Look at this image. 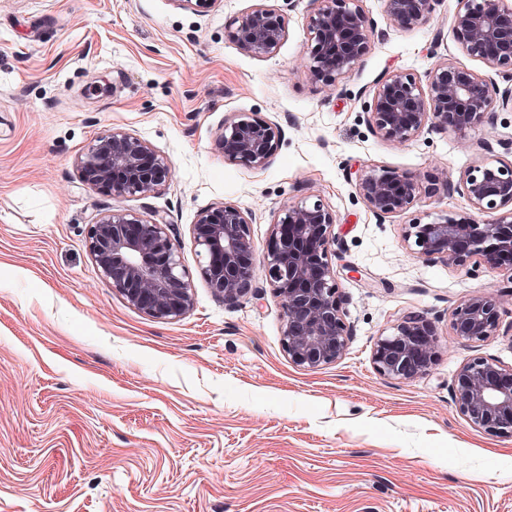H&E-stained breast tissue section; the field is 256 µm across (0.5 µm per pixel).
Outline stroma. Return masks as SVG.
Wrapping results in <instances>:
<instances>
[{"instance_id":"1","label":"stroma","mask_w":512,"mask_h":512,"mask_svg":"<svg viewBox=\"0 0 512 512\" xmlns=\"http://www.w3.org/2000/svg\"><path fill=\"white\" fill-rule=\"evenodd\" d=\"M255 3L0 0V512H512V436L474 427L452 390L473 359L512 367V273L427 260L403 241L406 224L468 212L455 184L512 159V110L406 143L364 123L361 92L392 71L421 80L446 55L487 73L453 39L455 0L407 30L385 0H363L372 46L337 86L308 70L309 0H275L288 25L275 56L239 49L237 20ZM240 112L283 130L266 169L214 145ZM114 128L170 159L165 186L111 197L82 182L76 157ZM368 166L418 177L414 206L374 216L355 188ZM310 196L336 216L352 329L316 370L284 352L264 276L231 305L196 281L193 310L157 322L99 279L85 248L100 213L160 214L193 271L200 211L248 212L261 255L283 206ZM477 293L497 302L500 332L464 342L451 311ZM411 312L430 323L436 358L413 379L382 377L373 347Z\"/></svg>"}]
</instances>
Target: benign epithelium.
I'll return each mask as SVG.
<instances>
[{"label": "benign epithelium", "instance_id": "1", "mask_svg": "<svg viewBox=\"0 0 512 512\" xmlns=\"http://www.w3.org/2000/svg\"><path fill=\"white\" fill-rule=\"evenodd\" d=\"M307 30L309 72L313 79L339 83L351 76L371 49L373 25L362 0H310ZM440 0H386V14L397 29L425 23ZM451 30L468 55L503 74L511 86L445 58L421 82L396 71L375 84L364 101V121L378 137L408 142L425 132L446 129L462 134L490 114L493 103L512 105V0H456ZM288 36L284 17L264 3L238 19L233 38L256 57L274 56ZM281 128L259 113H244L224 122L215 146L229 161L265 168L276 155ZM82 181L107 195H146L165 185L171 163L148 142L114 128L96 137L76 159ZM456 189L471 214H441L430 223L408 224L404 242L419 257L441 258L450 266L468 261L512 272L501 256L512 255V161L487 162L465 170ZM356 190L380 220L409 210L419 194L418 181L395 171L370 168L359 175ZM498 213L479 224L472 214ZM251 218L226 203L202 211L192 226L200 257L198 273L211 292L235 303L248 295L256 278L251 262L255 244ZM336 215L320 199L289 203L273 223L262 270L283 307L282 345L297 366L316 369L337 361L351 332L331 262L336 242ZM85 247L99 277L128 305L145 316L167 322L182 320L194 307L193 275L183 264L170 224L159 215L146 219L134 211H108L88 225ZM424 316L408 315L375 343V371L408 380L424 373L435 358V343L422 332ZM451 326L464 341L498 335L500 313L495 301L476 294L451 311ZM453 396L459 410L480 429L512 436V368L481 358L458 371Z\"/></svg>", "mask_w": 512, "mask_h": 512}]
</instances>
